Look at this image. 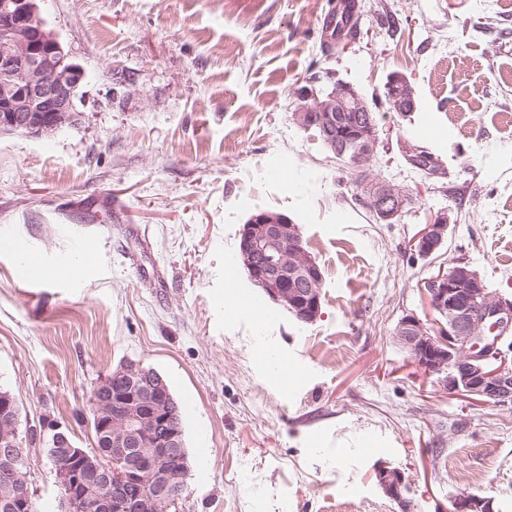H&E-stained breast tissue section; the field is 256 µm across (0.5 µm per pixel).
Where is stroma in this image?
Masks as SVG:
<instances>
[{
    "label": "stroma",
    "instance_id": "stroma-1",
    "mask_svg": "<svg viewBox=\"0 0 512 512\" xmlns=\"http://www.w3.org/2000/svg\"><path fill=\"white\" fill-rule=\"evenodd\" d=\"M358 2L356 34L327 54L329 0H41L85 77L76 127L0 136V387L24 424L54 420L94 448L75 414L135 362L181 407L189 512H448L462 493L512 512V409L448 395L393 337L408 314L433 324L423 284L456 259L512 300V0ZM394 73L415 111L386 110ZM308 78L376 105L368 178L409 196L396 223L359 207L348 168L295 122ZM408 143L444 177L413 171ZM258 209L299 224L323 270L314 322L271 302L274 321L257 323L262 290L225 267ZM440 213L448 236L420 256ZM16 235L33 263L10 254ZM80 256V277L46 279ZM336 462L363 495L345 499ZM383 466L402 473L401 500ZM27 475L36 512H61L41 444ZM404 156L409 165L417 167L424 172H428L429 177L436 176V174L430 171L431 169L441 167V162L435 154L431 153L426 148L414 144H407L404 147ZM421 159L426 160L427 166L423 167L419 165ZM448 228L447 216L437 215L431 224H427L414 240V248L417 253L423 257L435 253L444 244ZM376 478L388 497L393 499H399L401 497L404 484V478L401 472L384 466L377 470Z\"/></svg>",
    "mask_w": 512,
    "mask_h": 512
}]
</instances>
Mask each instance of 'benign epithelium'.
Returning a JSON list of instances; mask_svg holds the SVG:
<instances>
[{"label": "benign epithelium", "instance_id": "1", "mask_svg": "<svg viewBox=\"0 0 512 512\" xmlns=\"http://www.w3.org/2000/svg\"><path fill=\"white\" fill-rule=\"evenodd\" d=\"M84 79L58 37L45 28L38 0H0V135L20 133L40 139L79 124L74 98ZM385 89L398 100V111L413 112L415 91L407 78L393 74ZM366 99L350 84L331 81L317 88L309 81L296 92L294 120L317 126L324 146L360 174L376 155L377 126L366 113ZM404 156L434 176L441 166L429 150L408 144ZM361 201L380 224H392L409 200L386 182L363 183ZM448 218L440 214L414 240L423 257L435 253L448 234ZM239 259L252 284L304 322L321 310L322 273L306 251L299 225L285 214L262 212L242 224ZM430 304L439 316L434 331L414 315L398 322L395 341L427 372L440 376L450 394L512 408V301L492 294L468 262L457 259L426 281ZM92 405L99 444L89 452L73 446L66 433L47 421L36 431L51 454L67 463L56 467L64 512H183L173 489L181 473L163 469L158 454L182 457L183 432L171 422L176 404L163 377L136 363L124 364L99 384ZM30 437L19 432L17 400L0 393V501L15 512H32L33 497L21 468ZM376 478L384 493L401 497V472L382 467ZM486 496L459 495L450 512H494Z\"/></svg>", "mask_w": 512, "mask_h": 512}]
</instances>
